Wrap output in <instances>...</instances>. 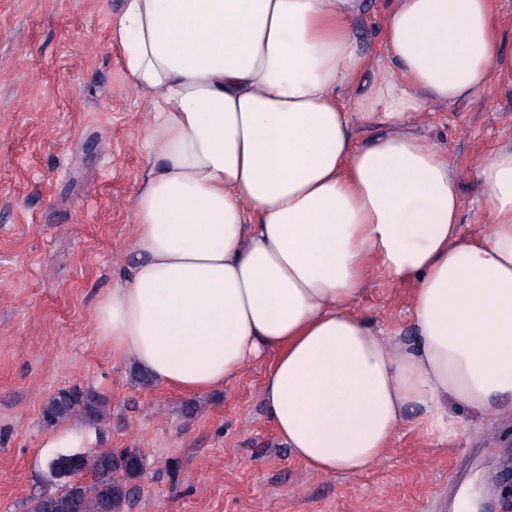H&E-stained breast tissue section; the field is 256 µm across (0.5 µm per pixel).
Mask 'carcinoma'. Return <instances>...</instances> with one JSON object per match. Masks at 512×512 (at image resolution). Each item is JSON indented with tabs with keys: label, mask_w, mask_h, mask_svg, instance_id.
<instances>
[{
	"label": "carcinoma",
	"mask_w": 512,
	"mask_h": 512,
	"mask_svg": "<svg viewBox=\"0 0 512 512\" xmlns=\"http://www.w3.org/2000/svg\"><path fill=\"white\" fill-rule=\"evenodd\" d=\"M73 415L99 430L109 420L108 404L93 392L61 391L43 410V419L51 426ZM50 471L68 481L59 490L33 494L27 512H125L133 482L143 476L145 464L131 448L92 453L77 448L58 453L50 462Z\"/></svg>",
	"instance_id": "obj_1"
}]
</instances>
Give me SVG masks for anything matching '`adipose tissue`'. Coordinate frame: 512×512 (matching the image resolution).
I'll list each match as a JSON object with an SVG mask.
<instances>
[{"label":"adipose tissue","mask_w":512,"mask_h":512,"mask_svg":"<svg viewBox=\"0 0 512 512\" xmlns=\"http://www.w3.org/2000/svg\"><path fill=\"white\" fill-rule=\"evenodd\" d=\"M363 0H124L110 38L148 97L152 159L136 261L95 304L114 361L163 387L222 388L251 362L292 456L371 469L399 430L448 442L512 409V141L469 171L484 232L463 235L460 171L417 134L429 105L512 80L497 0H388L382 54ZM384 123L368 144L355 130ZM411 282L414 343L357 309L372 274ZM363 13L356 20V32L369 49L381 51L383 47V0H364Z\"/></svg>","instance_id":"obj_1"}]
</instances>
